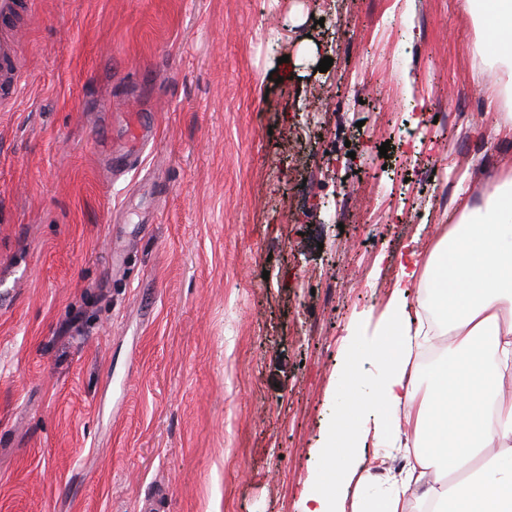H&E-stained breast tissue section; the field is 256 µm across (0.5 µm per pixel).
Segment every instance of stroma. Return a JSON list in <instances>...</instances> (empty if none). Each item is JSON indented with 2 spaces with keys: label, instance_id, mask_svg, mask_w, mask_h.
<instances>
[{
  "label": "stroma",
  "instance_id": "stroma-1",
  "mask_svg": "<svg viewBox=\"0 0 512 512\" xmlns=\"http://www.w3.org/2000/svg\"><path fill=\"white\" fill-rule=\"evenodd\" d=\"M34 15L0 106V512L161 487L167 512H302L404 255L512 168L464 0ZM115 111L157 128L140 163Z\"/></svg>",
  "mask_w": 512,
  "mask_h": 512
}]
</instances>
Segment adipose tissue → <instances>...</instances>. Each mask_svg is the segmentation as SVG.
I'll return each mask as SVG.
<instances>
[{
  "label": "adipose tissue",
  "instance_id": "1",
  "mask_svg": "<svg viewBox=\"0 0 512 512\" xmlns=\"http://www.w3.org/2000/svg\"><path fill=\"white\" fill-rule=\"evenodd\" d=\"M466 2L479 32L473 60L499 66L507 112L497 130L512 137V0ZM406 276L412 294L396 290L369 347L379 377L366 379L354 356L344 367L346 406L377 413L373 451L358 457L359 438L338 416L331 435L346 457L304 512H512V326H500L512 315V174L482 203L461 199L456 224ZM447 335L445 353L421 365V349ZM396 457L397 471L387 466Z\"/></svg>",
  "mask_w": 512,
  "mask_h": 512
}]
</instances>
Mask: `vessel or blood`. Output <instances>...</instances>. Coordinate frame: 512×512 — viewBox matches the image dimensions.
Listing matches in <instances>:
<instances>
[{
  "label": "vessel or blood",
  "instance_id": "obj_1",
  "mask_svg": "<svg viewBox=\"0 0 512 512\" xmlns=\"http://www.w3.org/2000/svg\"><path fill=\"white\" fill-rule=\"evenodd\" d=\"M32 16V0H0V105L14 100L25 77L13 40L8 32L28 23ZM131 159H138L149 139L150 127L141 116H133L125 129Z\"/></svg>",
  "mask_w": 512,
  "mask_h": 512
}]
</instances>
